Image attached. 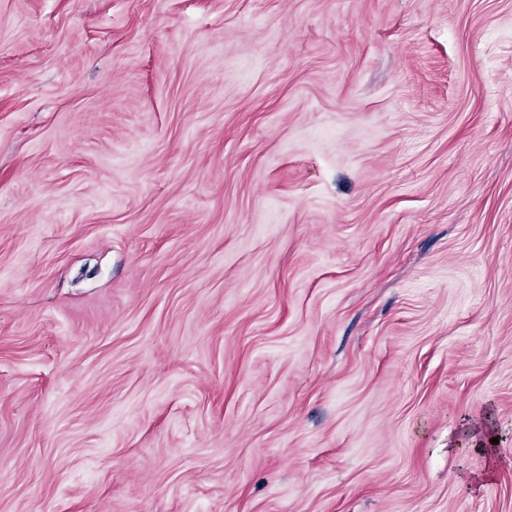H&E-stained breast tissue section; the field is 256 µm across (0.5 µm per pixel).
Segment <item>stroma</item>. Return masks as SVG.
I'll list each match as a JSON object with an SVG mask.
<instances>
[{
	"mask_svg": "<svg viewBox=\"0 0 512 512\" xmlns=\"http://www.w3.org/2000/svg\"><path fill=\"white\" fill-rule=\"evenodd\" d=\"M0 512H512V0H0Z\"/></svg>",
	"mask_w": 512,
	"mask_h": 512,
	"instance_id": "obj_1",
	"label": "stroma"
}]
</instances>
